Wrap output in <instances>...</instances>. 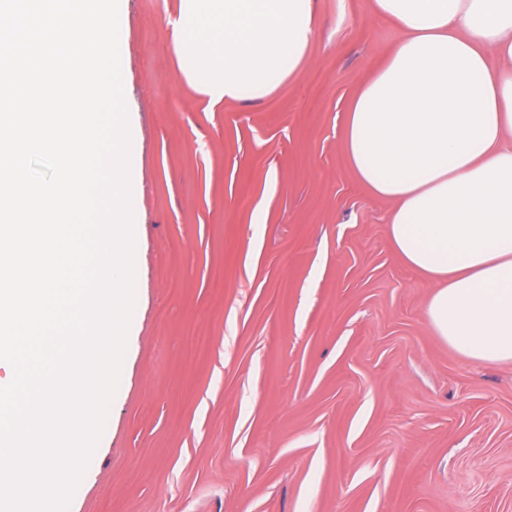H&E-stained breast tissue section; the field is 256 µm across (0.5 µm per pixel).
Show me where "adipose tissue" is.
Listing matches in <instances>:
<instances>
[{"instance_id":"adipose-tissue-1","label":"adipose tissue","mask_w":512,"mask_h":512,"mask_svg":"<svg viewBox=\"0 0 512 512\" xmlns=\"http://www.w3.org/2000/svg\"><path fill=\"white\" fill-rule=\"evenodd\" d=\"M401 37L361 83L343 150L388 238L430 277L433 331L478 363L512 362V0H371ZM315 0H180L168 34L216 106L302 67Z\"/></svg>"}]
</instances>
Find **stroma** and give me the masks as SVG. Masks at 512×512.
<instances>
[{
  "label": "stroma",
  "instance_id": "stroma-1",
  "mask_svg": "<svg viewBox=\"0 0 512 512\" xmlns=\"http://www.w3.org/2000/svg\"><path fill=\"white\" fill-rule=\"evenodd\" d=\"M177 8L125 0L135 302L67 512H512V363L434 333L433 285L343 151L399 31L316 0L301 72L211 108L170 47Z\"/></svg>",
  "mask_w": 512,
  "mask_h": 512
}]
</instances>
